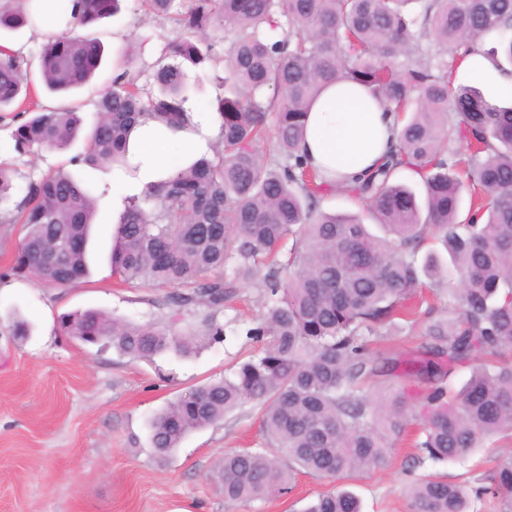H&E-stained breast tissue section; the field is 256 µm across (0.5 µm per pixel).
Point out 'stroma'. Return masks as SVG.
I'll use <instances>...</instances> for the list:
<instances>
[{
    "label": "stroma",
    "mask_w": 512,
    "mask_h": 512,
    "mask_svg": "<svg viewBox=\"0 0 512 512\" xmlns=\"http://www.w3.org/2000/svg\"><path fill=\"white\" fill-rule=\"evenodd\" d=\"M82 33L99 37L108 57L99 78L77 96L90 122L118 50L135 42L130 70L150 89L158 67L170 61L167 43L183 31L173 19L145 11L142 0H122L120 13ZM69 159L48 150L18 153L10 128L0 121V161L15 171L6 209H14L29 181L67 167L92 189L98 212L91 233L92 274L64 288L5 277L24 231L19 224L0 222V512H303L319 493L331 490L330 482L300 473L288 495L238 504L226 503L219 490L217 467L225 452L266 448L253 405L191 433L170 460L157 459L149 442L154 413L181 393L222 377L257 350L247 334L264 312L255 285H240L218 315L224 342L182 358L133 359L111 348L85 346L59 331L60 314L89 307L138 323L165 320L164 310L153 303L160 289L119 284L112 276V220L133 187L113 194L115 171L74 166ZM20 317L30 322V336H14L13 323ZM417 437L416 423H409L385 465L346 481L361 512H411L405 489L426 475H445L470 489L485 485L500 456L512 451L481 448L456 460L434 461L415 448Z\"/></svg>",
    "instance_id": "obj_1"
}]
</instances>
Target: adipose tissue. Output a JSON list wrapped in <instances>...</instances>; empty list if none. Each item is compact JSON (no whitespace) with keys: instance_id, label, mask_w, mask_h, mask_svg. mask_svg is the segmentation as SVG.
<instances>
[{"instance_id":"1","label":"adipose tissue","mask_w":512,"mask_h":512,"mask_svg":"<svg viewBox=\"0 0 512 512\" xmlns=\"http://www.w3.org/2000/svg\"><path fill=\"white\" fill-rule=\"evenodd\" d=\"M395 121L371 89L340 81L323 89L306 118L301 151L338 185L383 163L395 144Z\"/></svg>"}]
</instances>
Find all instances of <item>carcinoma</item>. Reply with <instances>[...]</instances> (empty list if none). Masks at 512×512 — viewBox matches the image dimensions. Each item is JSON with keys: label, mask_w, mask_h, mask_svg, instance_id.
Masks as SVG:
<instances>
[{"label": "carcinoma", "mask_w": 512, "mask_h": 512, "mask_svg": "<svg viewBox=\"0 0 512 512\" xmlns=\"http://www.w3.org/2000/svg\"><path fill=\"white\" fill-rule=\"evenodd\" d=\"M119 2L59 0L50 15L34 0L1 5L0 32L65 28L43 45L38 74L48 94L69 95L96 76L105 55L100 38L76 28L116 15ZM176 22L186 36L167 46L176 62L156 71L158 93L130 74L128 45L88 126L73 102L27 106L29 63L0 43V112L22 118L11 133L15 150L64 153L81 136L84 150L72 162L119 165L130 174L141 167L129 156L141 126L154 122L174 139L200 132L183 65L204 72L224 63L220 140L207 144L211 154L144 183L113 222L112 275L169 289L155 301L166 309L167 326L96 308L60 318L67 335L97 336L100 347L123 356L183 355L200 335L223 341L215 314L239 284L257 281L267 300L261 321L247 331L257 353L152 416L156 455L166 460L190 433L258 405L266 445L279 457L224 453L219 478L224 501L234 504L288 494L296 470L360 477L385 464L411 419L423 437L415 447L432 460L455 459L512 433V107L455 84L447 58L430 50L438 42L464 57L494 34L512 64V0H188ZM216 28L230 41L226 57L212 43ZM341 80L369 86L396 115L395 151L346 188L385 229L383 237L357 216L322 211L330 183L298 150L311 102ZM271 124L275 159L264 164L258 144ZM402 168L420 174L424 199L392 183ZM95 218L92 191L70 172L30 181L12 217L25 233L7 275L57 286L87 277ZM287 239L292 246L282 261ZM430 240L442 241L449 266L432 254L417 266ZM228 266L231 273H221ZM423 276L448 281V309L422 312L412 302ZM199 308L209 311L203 330L177 332L183 314ZM422 313L418 355L375 353L376 339L397 335ZM463 365L472 372L454 392L447 377ZM401 368L427 383L415 402L405 392L389 401L376 396ZM474 494L512 512V456ZM408 496L413 512H470L468 490L445 476L415 480ZM305 512H360V502L337 488Z\"/></svg>", "instance_id": "cac0c4a2"}]
</instances>
